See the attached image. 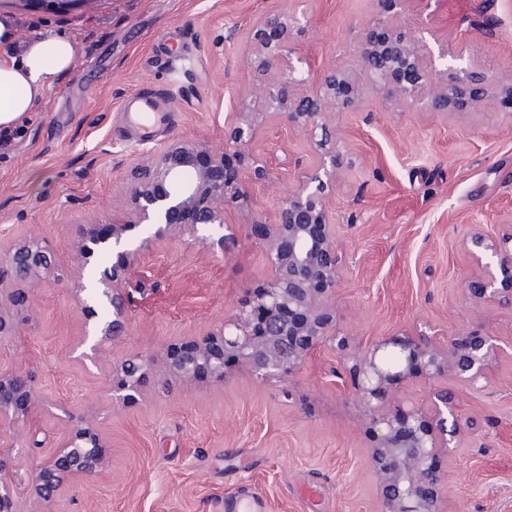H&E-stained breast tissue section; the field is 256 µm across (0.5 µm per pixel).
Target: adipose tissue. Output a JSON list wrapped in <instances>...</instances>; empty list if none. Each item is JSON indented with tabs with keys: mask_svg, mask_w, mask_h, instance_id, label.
I'll return each mask as SVG.
<instances>
[{
	"mask_svg": "<svg viewBox=\"0 0 512 512\" xmlns=\"http://www.w3.org/2000/svg\"><path fill=\"white\" fill-rule=\"evenodd\" d=\"M74 42L60 36L30 40L18 54L0 55V128L21 122L58 76L77 64Z\"/></svg>",
	"mask_w": 512,
	"mask_h": 512,
	"instance_id": "obj_1",
	"label": "adipose tissue"
}]
</instances>
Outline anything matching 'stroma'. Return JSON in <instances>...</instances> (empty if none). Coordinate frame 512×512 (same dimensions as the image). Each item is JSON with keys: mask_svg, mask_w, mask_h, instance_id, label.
<instances>
[{"mask_svg": "<svg viewBox=\"0 0 512 512\" xmlns=\"http://www.w3.org/2000/svg\"><path fill=\"white\" fill-rule=\"evenodd\" d=\"M293 0H80L61 13L0 0L18 42L73 40L78 65L53 82L26 118L0 130V243L38 237L59 260L35 287L19 333L0 348V367L28 371L43 399L31 414L38 448L56 447L65 413L94 408L109 466L55 503L56 512H226L241 495L266 512H378L369 440L354 405L326 378L318 355L291 384L262 383L233 367L222 381L157 388L168 345L198 340L223 321L269 265L247 226L230 224L234 249L162 241L142 255L127 336L104 343L97 365L75 354L85 335L74 296L91 278L76 254L84 224L110 221L126 203L133 168L154 144L131 139L122 100L158 89L174 115L161 142L224 146V123L248 96V28L257 13ZM295 48L312 68L358 76L357 47L373 27L376 0H308ZM405 35L456 55L457 67L512 75V0H408L396 19ZM336 127L355 158L328 201L350 262L336 292L342 326L366 340L413 326L446 336L481 324L512 341V310L478 305L463 290L478 267L464 246L474 228L512 224V100L488 88L476 110L406 112L368 93ZM258 151L281 179L257 186L272 218L295 164L315 160L287 126ZM154 368L132 403L112 402V369L133 356ZM475 429L448 465V512H512V358L484 388L456 390Z\"/></svg>", "mask_w": 512, "mask_h": 512, "instance_id": "1", "label": "stroma"}]
</instances>
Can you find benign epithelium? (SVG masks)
<instances>
[{"label": "benign epithelium", "mask_w": 512, "mask_h": 512, "mask_svg": "<svg viewBox=\"0 0 512 512\" xmlns=\"http://www.w3.org/2000/svg\"><path fill=\"white\" fill-rule=\"evenodd\" d=\"M382 11L358 50L360 82L334 68L303 67L293 42L304 16L264 13L250 29L246 67L250 96L234 105L224 125L226 150L213 151L201 140L177 139L149 153L132 171L127 205L107 224L83 230L78 251L84 266L112 251L95 285L96 298L85 296L80 311L94 321L95 335L117 341L126 335L128 310L134 302L133 279L141 253L158 241H192L226 251L228 212L239 213L254 229L271 267L270 276L251 288L202 339L170 345L165 351L161 386L171 379L222 380L232 363L260 381H293L321 351L336 356L330 385L355 405L369 436L379 512H445L447 471L439 462L461 447L469 427L456 394L433 387L415 403L401 392L415 380L427 384L446 377L478 390L505 353L498 337L477 326L454 336L422 330L366 343L344 332L336 306V288L347 268L339 225L328 207L343 172L353 166L332 118L336 109H352L355 100L374 93L408 110L447 113L471 111L495 84L512 97V77L468 75L461 70L441 76L433 52L394 25L390 13L404 0H377ZM285 124L308 136L317 162L295 165L288 193L270 223L259 220L254 187L277 179L272 159L253 150L270 125ZM144 224L151 235L135 247L125 245ZM481 274L465 283L480 304L512 309V225L492 236L480 228L465 241ZM56 257L37 241L0 247V284L33 283L50 274ZM29 289L0 287V345L16 335L12 313L29 303ZM106 305L109 317L99 318ZM150 360L126 358L120 365L116 399L134 402ZM41 402L32 377L21 368H0V431L12 428L34 439L26 419ZM107 461L97 433L96 414L88 410L72 419L60 446L31 464L0 441V512H27L29 499L45 506L59 501L80 479L103 473Z\"/></svg>", "instance_id": "benign-epithelium-1"}]
</instances>
